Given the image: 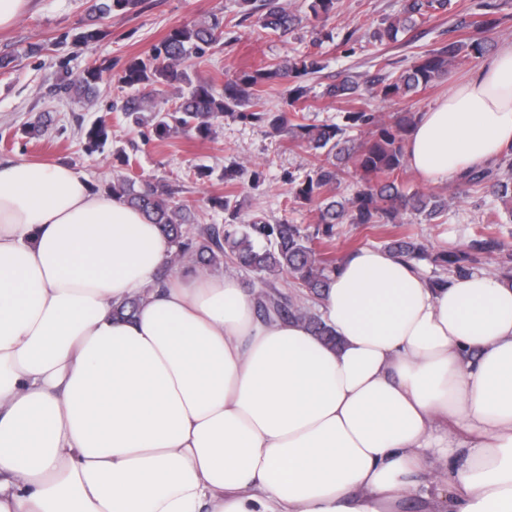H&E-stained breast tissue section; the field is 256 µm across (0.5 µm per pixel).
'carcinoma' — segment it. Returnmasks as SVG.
Segmentation results:
<instances>
[{"label": "carcinoma", "instance_id": "1", "mask_svg": "<svg viewBox=\"0 0 512 512\" xmlns=\"http://www.w3.org/2000/svg\"><path fill=\"white\" fill-rule=\"evenodd\" d=\"M138 4L139 0H99L94 10L103 20L128 13ZM451 5V0H404L399 15L393 20H381L370 38L380 45L396 42L400 36L450 11ZM334 6L335 0H307V13L319 19L328 16ZM261 10V26L282 36L294 32L303 22L282 0H261ZM500 24L490 0H470L468 12L459 16L452 31L471 30L475 35L452 37L421 52L397 75L389 73V63L382 59L375 62V73L363 81L358 75L345 74L322 93L325 98L351 104L342 123L310 124L297 116L290 119L268 110L264 95L275 86L285 85L288 106L295 112L303 111L311 88L302 77L322 70V60L316 54L305 53L283 64L242 69L221 88L191 77L188 62L202 57L223 35V22L214 15L208 21L171 28L149 54L135 56L126 63L118 81L135 93L123 99L120 110L135 126L149 128L159 138L190 129L198 138L208 139L226 116L261 123L274 134L288 136L314 159L306 178L293 183L294 198L300 204L316 206L318 223L327 226L328 234L335 224H398L407 212L432 224L447 213L448 198L456 199L477 187L489 189L512 221V151L503 155L494 168H474L460 174L450 197L433 192L409 193L399 187L395 175L405 166L403 146L415 115L398 112L385 117L362 102L367 95L383 101L411 100L451 71L484 55ZM102 71V66L94 63L75 83L64 76L63 88L91 99L96 95ZM154 86L176 89L173 110L149 105L143 90ZM353 128L369 129V137L358 142L346 137V131ZM108 138L106 122L94 123L84 132L85 150L97 151ZM349 164L358 173V180L356 189L344 196L337 189ZM112 193L158 225L175 256L192 266L208 270L231 264L256 275L263 287L257 295L258 315L273 311L283 318L302 319L315 334L336 344V335L319 316L295 306L276 290V283L286 280L318 297L336 270V260L323 257L314 237L298 225L287 221L271 224L259 216L245 222L242 203L233 193L209 199L211 208L224 212L222 226L198 223L196 205L189 200H176V190L166 183L138 187L122 177L112 181ZM498 249L499 244L492 239L476 241L468 250L442 254L440 261L448 271L464 275L468 266L479 262L480 255ZM423 252L424 248L411 240L398 239L389 246L390 255L408 263L421 258Z\"/></svg>", "mask_w": 512, "mask_h": 512}]
</instances>
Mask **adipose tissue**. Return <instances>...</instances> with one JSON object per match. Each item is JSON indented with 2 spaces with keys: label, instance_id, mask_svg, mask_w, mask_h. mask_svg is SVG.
<instances>
[{
  "label": "adipose tissue",
  "instance_id": "obj_1",
  "mask_svg": "<svg viewBox=\"0 0 512 512\" xmlns=\"http://www.w3.org/2000/svg\"><path fill=\"white\" fill-rule=\"evenodd\" d=\"M510 148L512 42L404 143L431 184ZM171 255L70 166L0 165V512H404L434 480L428 512H512V286L360 250L333 347L236 276L156 286Z\"/></svg>",
  "mask_w": 512,
  "mask_h": 512
}]
</instances>
